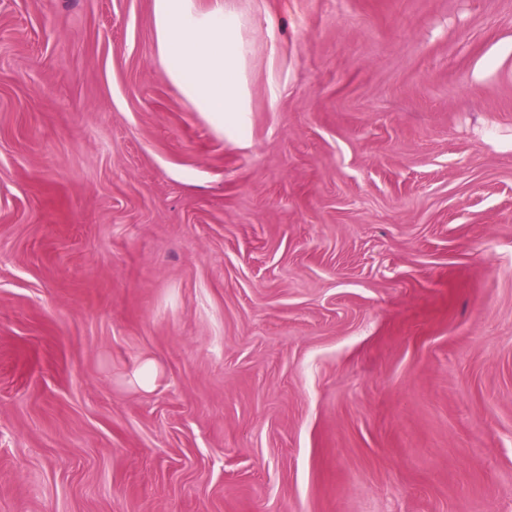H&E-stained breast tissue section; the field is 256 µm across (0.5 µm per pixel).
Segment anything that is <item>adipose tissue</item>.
<instances>
[{
	"mask_svg": "<svg viewBox=\"0 0 512 512\" xmlns=\"http://www.w3.org/2000/svg\"><path fill=\"white\" fill-rule=\"evenodd\" d=\"M153 11L168 79L226 133H241L240 46L223 4L201 12L192 0H154Z\"/></svg>",
	"mask_w": 512,
	"mask_h": 512,
	"instance_id": "obj_1",
	"label": "adipose tissue"
}]
</instances>
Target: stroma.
I'll return each mask as SVG.
<instances>
[{"label": "stroma", "mask_w": 512, "mask_h": 512, "mask_svg": "<svg viewBox=\"0 0 512 512\" xmlns=\"http://www.w3.org/2000/svg\"><path fill=\"white\" fill-rule=\"evenodd\" d=\"M223 2L0 0V512H512V0ZM153 1L166 76L225 133H241L240 46L224 5L200 12L192 0ZM512 60V38L504 39L484 55L475 68V75L483 78L494 72L500 65Z\"/></svg>", "instance_id": "35a3bbf8"}]
</instances>
